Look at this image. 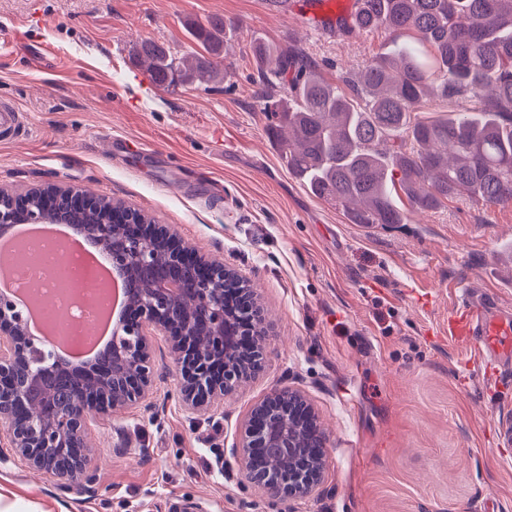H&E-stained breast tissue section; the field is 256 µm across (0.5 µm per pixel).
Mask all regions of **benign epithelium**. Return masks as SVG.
I'll return each mask as SVG.
<instances>
[{"mask_svg":"<svg viewBox=\"0 0 512 512\" xmlns=\"http://www.w3.org/2000/svg\"><path fill=\"white\" fill-rule=\"evenodd\" d=\"M77 208L96 205L98 197L76 185L64 186ZM24 207V198L0 188V227L14 221L5 196ZM41 206L25 207L39 220L56 215L61 196L49 184L40 191ZM132 211L108 210L79 230L112 253L133 288L129 314L112 339V350L88 371L64 369L45 346L25 331L24 317L0 298V441L7 440L27 467L52 477L60 492L79 493L97 482L98 467L87 448L89 427L97 414L117 408H148L146 393L155 376L151 336L169 337L181 379L185 412L202 416L224 405V396L251 376L253 363L265 359L266 329L259 324L256 289L223 261L186 249L169 224H128ZM246 285L250 307L231 309L229 292L216 288L217 275ZM287 393L275 388L244 417L235 454L244 479L281 503L312 494L322 477V460L285 471L263 448L295 449L292 417L266 422Z\"/></svg>","mask_w":512,"mask_h":512,"instance_id":"7a95c632","label":"benign epithelium"}]
</instances>
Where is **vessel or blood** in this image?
I'll return each instance as SVG.
<instances>
[{
    "label": "vessel or blood",
    "mask_w": 512,
    "mask_h": 512,
    "mask_svg": "<svg viewBox=\"0 0 512 512\" xmlns=\"http://www.w3.org/2000/svg\"><path fill=\"white\" fill-rule=\"evenodd\" d=\"M355 7V0H326L320 31L332 33L337 18L350 16ZM448 335L465 344L469 364L486 379H493L502 364L512 358V317L495 314L469 293L460 295Z\"/></svg>",
    "instance_id": "b4317fda"
}]
</instances>
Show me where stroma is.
<instances>
[{
	"instance_id": "obj_1",
	"label": "stroma",
	"mask_w": 512,
	"mask_h": 512,
	"mask_svg": "<svg viewBox=\"0 0 512 512\" xmlns=\"http://www.w3.org/2000/svg\"><path fill=\"white\" fill-rule=\"evenodd\" d=\"M294 3L292 16L272 0H0V39L17 38L0 52V101L23 121L0 142V187L78 185L175 225L256 283L268 333L262 370L197 418L179 402L167 337H154L150 410L108 413L89 435L97 484L61 493L2 442L0 512H280L233 454L275 387L300 391L327 438L320 485L293 512H512V362L495 386L460 382L465 349L448 337L461 288L512 315V206L451 198L367 227L303 187L257 107L254 42L297 46L336 83L410 38H331L312 27L311 0ZM215 14L237 26L224 82L153 84L138 43L188 56L191 28ZM110 136L155 154L110 156Z\"/></svg>"
}]
</instances>
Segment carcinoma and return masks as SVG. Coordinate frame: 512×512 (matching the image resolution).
Wrapping results in <instances>:
<instances>
[{
    "label": "carcinoma",
    "mask_w": 512,
    "mask_h": 512,
    "mask_svg": "<svg viewBox=\"0 0 512 512\" xmlns=\"http://www.w3.org/2000/svg\"><path fill=\"white\" fill-rule=\"evenodd\" d=\"M360 9L346 32L384 28L412 34L431 48L422 56L402 47L371 59L346 76L341 90L319 74L299 49L276 53L260 44L257 52L267 74L288 85L290 98L265 93L261 111L272 120L269 137L277 144L288 172L311 192L340 205L353 224H404L407 214L394 193L411 205L433 211L449 198L485 206L512 204V0H359ZM235 24L220 15L193 29L194 40L210 57L178 61L145 41L139 57L152 81L209 85L224 81L216 59ZM494 97L479 114L418 119L415 112L432 94ZM121 200L103 199L99 207H65L61 224H89L97 210ZM282 404L306 427L295 452L281 459L293 467L314 460L322 439L307 428L302 404L286 394Z\"/></svg>",
    "instance_id": "cac0c4a2"
}]
</instances>
